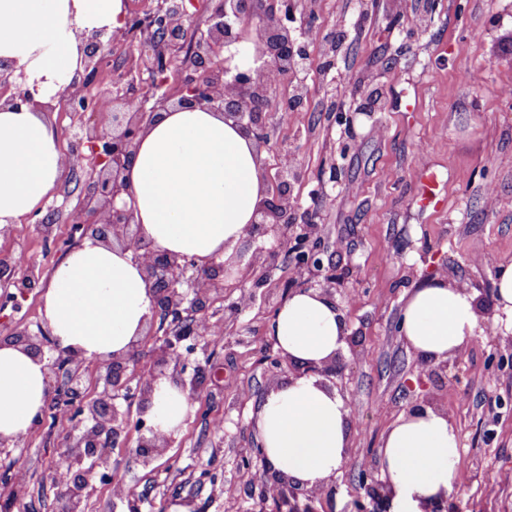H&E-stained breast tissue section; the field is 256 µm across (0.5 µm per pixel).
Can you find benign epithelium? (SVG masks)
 I'll use <instances>...</instances> for the list:
<instances>
[{
	"label": "benign epithelium",
	"instance_id": "obj_1",
	"mask_svg": "<svg viewBox=\"0 0 512 512\" xmlns=\"http://www.w3.org/2000/svg\"><path fill=\"white\" fill-rule=\"evenodd\" d=\"M197 0H157L154 10L140 18L124 16V26L114 32L94 30L83 41L84 73L93 74L112 50V43L127 35L133 27L147 24L149 38L144 41L151 74L167 70L178 62L176 95H149L132 82L116 86L114 95L91 96L86 81L72 78L63 87L59 106L69 112H97L102 103H117L121 111L112 113V129L86 127L70 142L67 156L78 155L88 165L87 190L75 210L71 228V244L97 239L118 245L132 253V259L144 271L150 288L153 317L168 324L153 351V367L137 374L139 395L137 419H132L120 399L130 396L131 376L136 346L102 361L101 389L87 396L70 384L82 377L84 359L53 342L45 324L32 332L25 328L11 333L10 341L21 344L34 357L44 362L48 403L64 406L78 420V434L73 437L67 457L72 464L68 483L61 491L63 512H82V504L93 483L106 480L112 471L110 450L120 444L122 433L133 427L139 433L137 454L148 463L171 438L161 437L150 424L152 384L165 375V368L186 370V355L194 347L184 345L197 340L201 332L197 323L206 319L217 299L246 287L251 278L261 281L256 272L267 265V254L259 248L237 275L215 259L200 264L194 258L173 256L157 250L135 220L134 209L124 201L132 195L126 177L137 141L155 115L175 105L191 104L222 112L235 124L252 134L259 145L267 144V135L259 113L265 111L273 86L266 76L271 71L290 72L308 55L307 44L289 25L290 0H208L205 28L194 44L184 49L185 20ZM254 43L255 67L233 71L223 64L224 47ZM14 65L0 60V105L12 109L37 107L27 83L14 79ZM266 199L254 215L253 223L263 227L285 251L292 268L303 272L299 289H318L331 295L345 287L336 267L324 264L320 227L314 215L300 211V204L287 190L286 175L278 170L264 174ZM35 276L16 272L14 254H0V310L17 304L20 297L32 291ZM245 470L262 471L263 485L273 484L284 498H295L302 489L288 480L272 476L265 470L262 447L254 444L242 461Z\"/></svg>",
	"mask_w": 512,
	"mask_h": 512
}]
</instances>
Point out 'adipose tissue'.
I'll return each instance as SVG.
<instances>
[{
	"label": "adipose tissue",
	"instance_id": "ef3b65f1",
	"mask_svg": "<svg viewBox=\"0 0 512 512\" xmlns=\"http://www.w3.org/2000/svg\"><path fill=\"white\" fill-rule=\"evenodd\" d=\"M124 14L123 0H0V59L25 74L37 101L56 104L63 83L83 72V33L117 30ZM66 161L47 113L0 109V229L44 205ZM127 179V204L144 235L161 251L201 263L235 255L265 189L252 138L222 113L190 105L148 125ZM41 300L56 343L89 361L127 351L151 317L141 266L90 239L54 267ZM399 325L407 349L430 365L484 333L476 292L438 275L408 291ZM271 334L302 373L258 402L256 439L270 473L317 489L339 473L350 445L351 410L315 372L343 348L348 325L328 297L299 290L279 306ZM46 403L42 362L0 343V436L26 438ZM196 407L168 378L154 382L149 416L160 435L177 434ZM461 463L460 433L444 412L419 405L400 415L379 451L389 512H431L454 493Z\"/></svg>",
	"mask_w": 512,
	"mask_h": 512
}]
</instances>
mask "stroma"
<instances>
[{
    "label": "stroma",
    "instance_id": "obj_1",
    "mask_svg": "<svg viewBox=\"0 0 512 512\" xmlns=\"http://www.w3.org/2000/svg\"><path fill=\"white\" fill-rule=\"evenodd\" d=\"M341 34L339 48L310 45L300 76L283 77L262 118V152L277 165L295 156L291 194L317 216L325 256L348 279L351 295L334 301L349 328L342 375L327 377L351 407L347 461L318 495L290 501L294 512H353L358 476L377 470L388 425L416 404L444 411L458 428L466 468L447 512H512V333L495 322V272L512 263V0H295ZM141 37L117 41L113 67L102 68L94 90L123 74L143 90L151 77ZM303 84L302 109L282 103ZM353 121L339 124L338 113ZM50 119L61 145L80 126L110 128L112 114L55 109ZM436 177L448 200L435 212L418 200L423 173ZM494 188L496 204L486 199ZM78 184H59L51 238L33 220L0 234V252L25 248L29 267L47 283L69 245ZM484 256L475 264V256ZM436 274L478 293L486 338H474L443 366L407 350L395 325L407 292ZM293 284L286 257L271 277L250 286L251 299L216 302L210 322L222 338L202 339L190 357L199 366L197 410L171 447L150 464L136 458L137 435L113 448L111 483H95L85 512H127L121 490L138 494L141 512H277L238 468L255 442L256 402L288 380L290 362L273 367L271 322ZM222 419L215 432L213 419ZM75 424L45 412L40 428L11 455H0V495L18 489L12 512H60L52 470ZM27 481L15 487L12 474Z\"/></svg>",
    "mask_w": 512,
    "mask_h": 512
}]
</instances>
